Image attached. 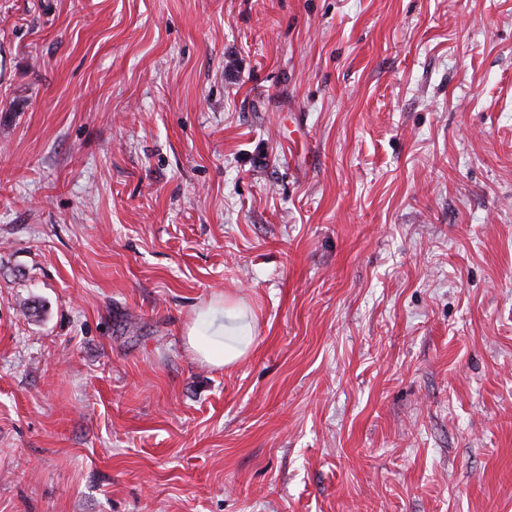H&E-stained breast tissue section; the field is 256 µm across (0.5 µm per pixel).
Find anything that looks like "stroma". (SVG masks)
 Returning <instances> with one entry per match:
<instances>
[{
    "label": "stroma",
    "instance_id": "stroma-1",
    "mask_svg": "<svg viewBox=\"0 0 512 512\" xmlns=\"http://www.w3.org/2000/svg\"><path fill=\"white\" fill-rule=\"evenodd\" d=\"M0 512H512V0H0ZM238 330H243V327H238L235 323H219L216 327V333H222L224 339L227 337L228 340H214L209 343H204L195 334L194 330L191 329L187 334V342L193 351L207 361L212 364L224 366L236 361L245 353V348L239 345L234 339V336H238Z\"/></svg>",
    "mask_w": 512,
    "mask_h": 512
}]
</instances>
